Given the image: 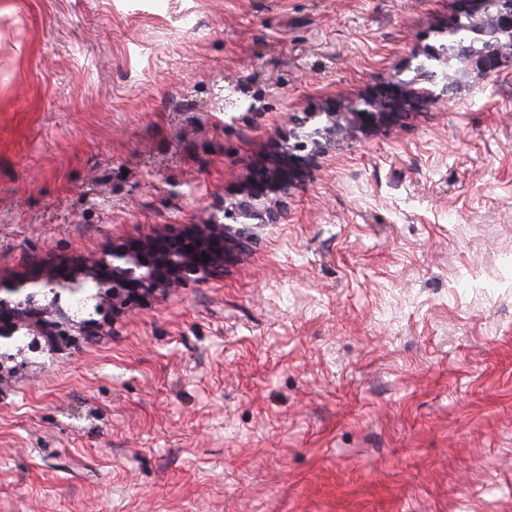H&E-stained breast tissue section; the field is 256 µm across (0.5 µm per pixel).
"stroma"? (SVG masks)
Here are the masks:
<instances>
[{"instance_id": "stroma-1", "label": "stroma", "mask_w": 512, "mask_h": 512, "mask_svg": "<svg viewBox=\"0 0 512 512\" xmlns=\"http://www.w3.org/2000/svg\"><path fill=\"white\" fill-rule=\"evenodd\" d=\"M461 0H0V276L197 224L294 116L339 140L222 275L0 381V512H512V59ZM466 1L468 6L463 11L470 18L473 37L460 50L456 44L448 45V54L456 58L459 69L455 81L445 87L448 93L473 74L495 72L504 57H512V0ZM475 43H481V48Z\"/></svg>"}]
</instances>
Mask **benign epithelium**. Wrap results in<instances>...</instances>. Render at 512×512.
<instances>
[{
    "instance_id": "1",
    "label": "benign epithelium",
    "mask_w": 512,
    "mask_h": 512,
    "mask_svg": "<svg viewBox=\"0 0 512 512\" xmlns=\"http://www.w3.org/2000/svg\"><path fill=\"white\" fill-rule=\"evenodd\" d=\"M465 12L473 37L462 49L448 46L458 63L455 83L474 74L495 72L503 58L512 57V0H467ZM481 47H475V44ZM429 97V92L391 78L357 101L339 103L323 112H307L288 133V142L270 155L241 189L224 199V218L243 228L231 232L216 217L191 224L170 235L154 232L123 242L80 265L52 269L27 278L0 279V340L20 333L30 346L0 358V375L13 370L28 353L54 352L79 336H90L110 316L143 304L158 293L174 292L224 272L236 256L235 239L248 225L281 224L287 217L285 198L301 185L317 155L337 138L370 136L399 124ZM295 143H289V140ZM309 153H304L307 145ZM209 258H203V255ZM92 282L98 288L99 313L75 319L61 306L62 295Z\"/></svg>"
}]
</instances>
